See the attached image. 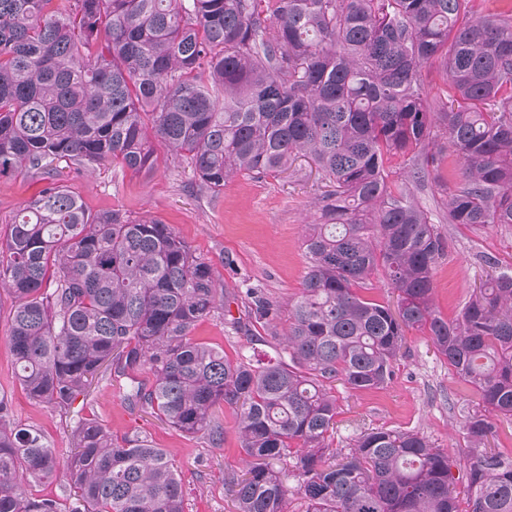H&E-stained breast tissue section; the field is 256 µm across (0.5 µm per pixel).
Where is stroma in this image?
Wrapping results in <instances>:
<instances>
[{
  "label": "stroma",
  "mask_w": 512,
  "mask_h": 512,
  "mask_svg": "<svg viewBox=\"0 0 512 512\" xmlns=\"http://www.w3.org/2000/svg\"><path fill=\"white\" fill-rule=\"evenodd\" d=\"M155 155L157 166L150 172L111 166L89 175L66 167L61 178L91 211L117 210L132 219L154 218L168 224L196 256L212 264L227 288L240 290V305L248 304L249 288L278 303L300 293L308 263L302 245L304 226L316 219L315 203L324 190L306 161H296L278 176L237 177L215 195L202 189L190 170L174 166L165 145L156 144ZM409 164L408 157L391 156L385 169L392 190L413 189L419 205L447 239L446 255L434 275L433 298L440 314L452 319L493 268L512 267V226L446 223L452 178L444 175L439 182L412 188L404 179ZM41 185V178L30 175L0 179V242L15 212ZM11 306V297L0 290V395L7 397L14 422L38 428L62 455L71 446L72 428L81 416L97 418L117 438L141 432L170 452L180 475L185 512H234L224 490L225 475L242 466L233 411L223 407L216 412L224 426L221 445L185 435L150 410L129 406L125 400L131 382L152 384L154 376L147 369L131 377L106 374L67 415L37 404L14 378L7 342ZM191 335L223 348L232 359L255 351L272 355L278 349L277 340H251L220 316L200 322ZM336 399L331 447H351L367 429L415 431L454 459L464 446L465 417L478 403L473 389L438 355L427 332L417 329L407 332L403 354L386 387L360 391L340 387Z\"/></svg>",
  "instance_id": "obj_1"
}]
</instances>
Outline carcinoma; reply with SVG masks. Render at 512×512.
Returning a JSON list of instances; mask_svg holds the SVG:
<instances>
[{"label": "carcinoma", "instance_id": "obj_1", "mask_svg": "<svg viewBox=\"0 0 512 512\" xmlns=\"http://www.w3.org/2000/svg\"><path fill=\"white\" fill-rule=\"evenodd\" d=\"M469 13V0H0V179L45 180L0 248L27 397L68 413L103 368L148 367L153 384L125 400L215 446L214 408L231 409L244 454L224 482L235 512H286L294 494L302 512H460L458 483L467 512H512V454L489 447L497 422L512 421V270L442 317L432 292L446 238L384 169L413 151L410 176L423 183L452 157L448 223L512 225V0ZM429 65L444 100L429 97ZM155 140L214 194L298 159L329 187L306 225L300 295L283 308L246 290L257 322L287 310L278 360H233L190 336L229 316L236 293L169 225L92 212L47 175L55 161L151 171ZM379 269L394 308L357 292ZM415 328L478 395L462 458L402 430L329 447L333 384L386 386ZM73 439L61 468L0 398V512H64L21 483L59 475L75 512H184L166 449L85 417Z\"/></svg>", "mask_w": 512, "mask_h": 512}]
</instances>
